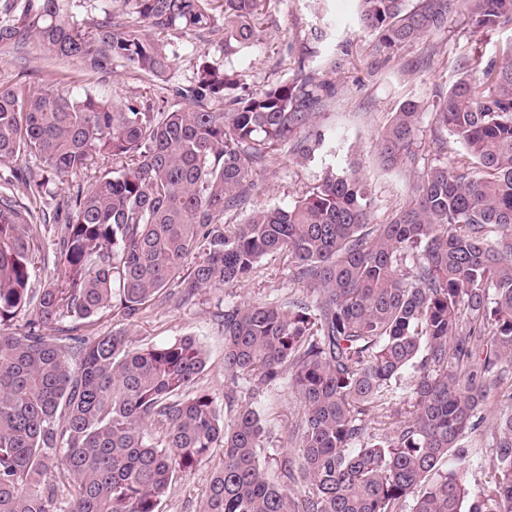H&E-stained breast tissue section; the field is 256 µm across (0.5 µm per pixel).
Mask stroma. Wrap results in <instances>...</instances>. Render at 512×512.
Instances as JSON below:
<instances>
[{
  "mask_svg": "<svg viewBox=\"0 0 512 512\" xmlns=\"http://www.w3.org/2000/svg\"><path fill=\"white\" fill-rule=\"evenodd\" d=\"M314 29L325 33V50L343 56L340 69L330 75L336 95L317 119L318 131L331 140L333 148L304 161L296 158L289 146L278 147L266 165L253 173L257 191L248 209L226 212L224 221L238 224L249 210L288 206L319 184L326 167L341 168L353 160L371 188L373 221L384 223L409 198L415 178L407 171H387L378 165L375 148L379 133L409 99L424 105L421 126L429 128V109L437 95L446 92L459 77L468 58L476 56L485 63L499 59L503 49L512 45V25L458 40L442 33L382 52L376 50L373 36L360 28L356 0H272L260 19L256 45L234 56L224 57L218 36L205 40L190 32L176 35L173 42L178 56L164 83L150 81L129 66L115 67L105 75L86 70L75 59L51 61L30 42L21 49L0 47V87L27 84L56 92L93 87L118 103L143 97L158 102L169 98L171 86L191 79L197 53L206 49L214 60L230 62L247 91L257 92L293 76L302 42ZM306 295L307 288L295 279L291 261L270 255L262 260L260 274L244 284L206 289L181 305H160L129 327L107 313L97 321L95 330L102 333L124 328L138 343L156 345L194 336L207 355V366L197 386L213 398L216 410L222 413L226 410L224 325L220 317L224 307L284 302ZM254 407L264 425L260 462L274 476L298 405L287 383L281 382L269 387ZM217 463V458H210L190 475L178 478L164 498L161 512H198Z\"/></svg>",
  "mask_w": 512,
  "mask_h": 512,
  "instance_id": "1",
  "label": "stroma"
}]
</instances>
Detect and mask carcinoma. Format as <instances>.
Returning <instances> with one entry per match:
<instances>
[{
	"mask_svg": "<svg viewBox=\"0 0 512 512\" xmlns=\"http://www.w3.org/2000/svg\"><path fill=\"white\" fill-rule=\"evenodd\" d=\"M104 2L84 31L59 0L19 11L0 0V47L32 40L47 59L94 73L122 60L163 81L171 35L220 33L234 55L258 41L271 0ZM359 3V25L386 50L447 32L458 12L461 36L512 24V0ZM124 13L151 35L127 29ZM321 38H306L295 77L256 93L201 50L192 81L172 90L180 107L0 90L11 172L0 185V512H160L172 483L217 448L199 512H512V410L489 456L473 463L464 446L512 362V46L433 104L434 161L417 102L379 134L380 165L418 174L386 223L371 224L359 171L329 166L293 204L225 224L276 146L302 160L323 146L314 127L338 62L320 57ZM21 156L34 164L13 166ZM90 171L89 185L57 196L55 177ZM45 228L41 263L60 274L37 289L30 242ZM269 254L291 259L312 299L224 308L227 418L196 387L207 357L194 337L138 347L121 330L77 334L107 310L132 325L159 302L244 283ZM67 318L74 326L53 334ZM410 368L409 409L385 430L375 415ZM284 378L299 403V463L283 459L273 480L251 401ZM471 467L487 477L480 496Z\"/></svg>",
	"mask_w": 512,
	"mask_h": 512,
	"instance_id": "1",
	"label": "carcinoma"
}]
</instances>
